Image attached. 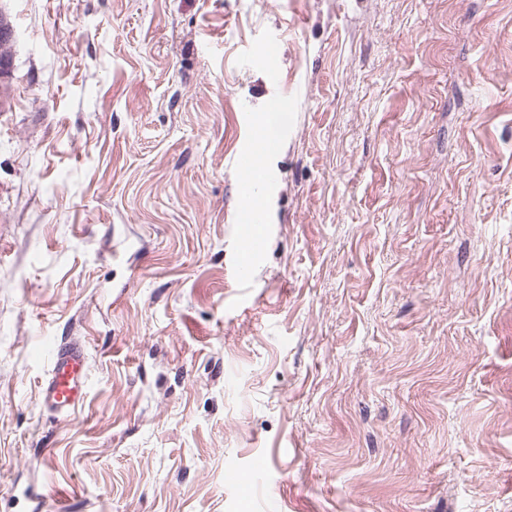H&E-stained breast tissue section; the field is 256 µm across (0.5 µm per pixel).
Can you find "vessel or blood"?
I'll return each instance as SVG.
<instances>
[{
  "label": "vessel or blood",
  "instance_id": "b4317fda",
  "mask_svg": "<svg viewBox=\"0 0 512 512\" xmlns=\"http://www.w3.org/2000/svg\"><path fill=\"white\" fill-rule=\"evenodd\" d=\"M238 165L244 185L257 184L261 168L258 155L252 151H240ZM243 211L248 244L247 260L237 268L238 279L242 282L247 281L250 275L251 262L258 254L265 231L264 215L258 207L248 202ZM47 361L49 369L41 387L40 405L56 416H71L85 402L90 372L87 352L80 343L57 341L49 348Z\"/></svg>",
  "mask_w": 512,
  "mask_h": 512
}]
</instances>
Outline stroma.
Here are the masks:
<instances>
[{"mask_svg":"<svg viewBox=\"0 0 512 512\" xmlns=\"http://www.w3.org/2000/svg\"><path fill=\"white\" fill-rule=\"evenodd\" d=\"M0 13V512H512V0ZM238 165L242 175L243 184L247 186L256 185L267 179L268 174L265 172L262 178L257 179L260 173V159L253 151L242 150L238 152ZM243 211L247 222L245 226L248 235V244L246 247L247 258L237 268L240 282H246L248 280L251 265L258 254V247L265 231L264 215L258 207L252 205L251 197L245 199ZM49 369L41 387L40 405L58 417H70L85 402L89 357L78 342L55 341L48 350Z\"/></svg>","mask_w":512,"mask_h":512,"instance_id":"obj_1","label":"stroma"}]
</instances>
